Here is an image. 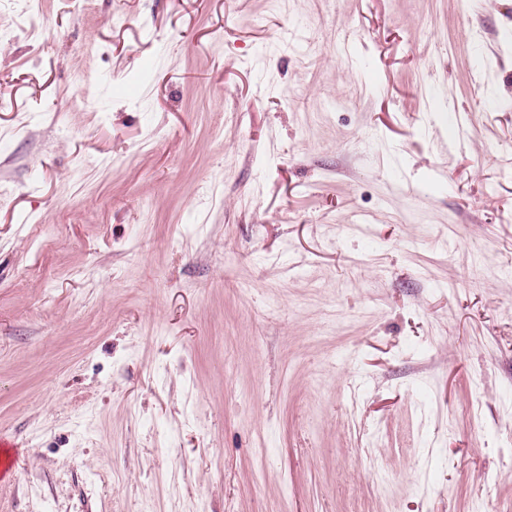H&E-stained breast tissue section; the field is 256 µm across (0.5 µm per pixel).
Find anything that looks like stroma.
<instances>
[{"label": "stroma", "mask_w": 512, "mask_h": 512, "mask_svg": "<svg viewBox=\"0 0 512 512\" xmlns=\"http://www.w3.org/2000/svg\"><path fill=\"white\" fill-rule=\"evenodd\" d=\"M0 512H512V0H0Z\"/></svg>", "instance_id": "35a3bbf8"}]
</instances>
